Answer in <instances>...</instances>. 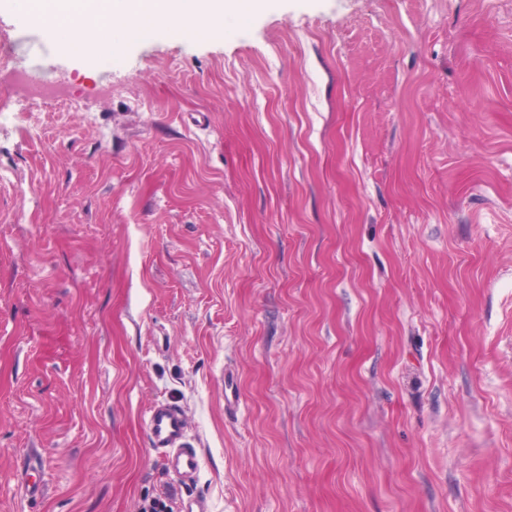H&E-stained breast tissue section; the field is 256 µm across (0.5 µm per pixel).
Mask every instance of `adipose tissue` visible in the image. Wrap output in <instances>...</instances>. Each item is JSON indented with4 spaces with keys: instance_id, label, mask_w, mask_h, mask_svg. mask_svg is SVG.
I'll use <instances>...</instances> for the list:
<instances>
[{
    "instance_id": "adipose-tissue-1",
    "label": "adipose tissue",
    "mask_w": 512,
    "mask_h": 512,
    "mask_svg": "<svg viewBox=\"0 0 512 512\" xmlns=\"http://www.w3.org/2000/svg\"><path fill=\"white\" fill-rule=\"evenodd\" d=\"M260 0H33L35 27L63 51L111 52L144 29L164 33H223L227 16L244 15Z\"/></svg>"
}]
</instances>
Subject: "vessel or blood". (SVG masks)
<instances>
[{
  "instance_id": "vessel-or-blood-1",
  "label": "vessel or blood",
  "mask_w": 512,
  "mask_h": 512,
  "mask_svg": "<svg viewBox=\"0 0 512 512\" xmlns=\"http://www.w3.org/2000/svg\"><path fill=\"white\" fill-rule=\"evenodd\" d=\"M144 423L150 446L166 450L173 471L188 477L200 472L202 460L194 445L186 440L187 420L180 408L154 403L146 410Z\"/></svg>"
}]
</instances>
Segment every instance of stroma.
<instances>
[{
	"mask_svg": "<svg viewBox=\"0 0 512 512\" xmlns=\"http://www.w3.org/2000/svg\"><path fill=\"white\" fill-rule=\"evenodd\" d=\"M0 42V512H512V0ZM11 80L17 90L26 98L45 104H65L75 106L77 99L68 85H58L36 80L24 71L15 70L10 73ZM144 423L151 448L166 450L165 459L173 471L188 477L200 472L201 456L194 445L186 441L188 423L180 408L156 402L146 410Z\"/></svg>",
	"mask_w": 512,
	"mask_h": 512,
	"instance_id": "obj_1",
	"label": "stroma"
}]
</instances>
